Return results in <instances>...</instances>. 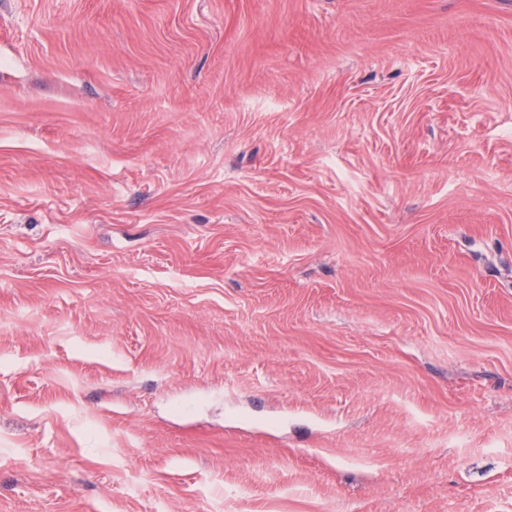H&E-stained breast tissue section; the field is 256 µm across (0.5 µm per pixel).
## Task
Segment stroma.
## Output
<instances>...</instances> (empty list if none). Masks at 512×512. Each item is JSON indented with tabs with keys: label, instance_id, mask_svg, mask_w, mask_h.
Returning a JSON list of instances; mask_svg holds the SVG:
<instances>
[{
	"label": "stroma",
	"instance_id": "35a3bbf8",
	"mask_svg": "<svg viewBox=\"0 0 512 512\" xmlns=\"http://www.w3.org/2000/svg\"><path fill=\"white\" fill-rule=\"evenodd\" d=\"M0 512H512V0H0Z\"/></svg>",
	"mask_w": 512,
	"mask_h": 512
}]
</instances>
